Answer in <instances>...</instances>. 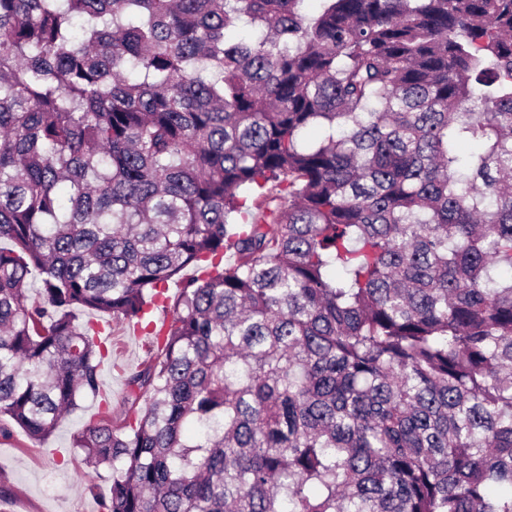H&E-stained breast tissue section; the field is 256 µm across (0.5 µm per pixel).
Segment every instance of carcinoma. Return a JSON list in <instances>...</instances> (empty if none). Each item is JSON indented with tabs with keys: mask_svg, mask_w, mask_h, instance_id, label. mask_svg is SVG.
Listing matches in <instances>:
<instances>
[{
	"mask_svg": "<svg viewBox=\"0 0 512 512\" xmlns=\"http://www.w3.org/2000/svg\"><path fill=\"white\" fill-rule=\"evenodd\" d=\"M304 2L0 0V435L100 399V512H512V0ZM201 262L112 420L77 312Z\"/></svg>",
	"mask_w": 512,
	"mask_h": 512,
	"instance_id": "carcinoma-1",
	"label": "carcinoma"
}]
</instances>
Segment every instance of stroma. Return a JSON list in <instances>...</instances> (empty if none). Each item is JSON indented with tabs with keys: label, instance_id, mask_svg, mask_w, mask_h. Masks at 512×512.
Wrapping results in <instances>:
<instances>
[{
	"label": "stroma",
	"instance_id": "stroma-1",
	"mask_svg": "<svg viewBox=\"0 0 512 512\" xmlns=\"http://www.w3.org/2000/svg\"><path fill=\"white\" fill-rule=\"evenodd\" d=\"M127 329L125 323L112 324L107 338L111 354L102 368L117 419L123 416L125 379L146 357L144 341L129 336ZM98 407L97 401L84 398L42 445L18 429L0 437V488L9 494L10 512H99V499L108 486L72 446L75 433Z\"/></svg>",
	"mask_w": 512,
	"mask_h": 512
}]
</instances>
